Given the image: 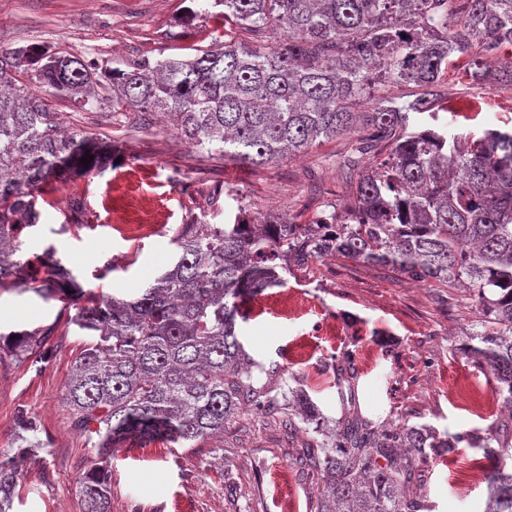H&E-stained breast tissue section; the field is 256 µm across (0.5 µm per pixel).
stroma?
Returning <instances> with one entry per match:
<instances>
[{
    "mask_svg": "<svg viewBox=\"0 0 512 512\" xmlns=\"http://www.w3.org/2000/svg\"><path fill=\"white\" fill-rule=\"evenodd\" d=\"M223 39L210 0H0V49L53 46L100 69L209 49ZM441 90L439 116L449 133L477 137L512 127V89L494 78L474 82L452 66ZM41 97L69 132L110 140L120 158L105 172L48 185L40 223L26 232L28 252L54 246L97 293L148 287L172 260L180 225L195 217L230 224L243 208L253 217L274 212L308 224L321 212L345 211L349 138L245 166L185 143L160 121L131 126L112 116L108 103L82 110L48 90ZM476 308L467 289L326 257L293 267L285 285L246 299L239 334L254 359L279 366L276 377L257 375L256 385L276 393L305 388L331 419L343 413L333 367L348 354L365 416L458 433L506 418L486 377L460 352ZM60 309L30 293H0V329L55 327L42 361L0 357V453L12 447L24 419L45 442L18 482L13 512H80L78 486L95 460L62 404L87 338L59 318ZM316 439L313 432L288 434L280 414L247 407L223 435L190 446L127 441L111 459V512H316L317 481L297 464L299 451ZM481 457V450L461 447L432 458L424 491L435 512H484Z\"/></svg>",
    "mask_w": 512,
    "mask_h": 512,
    "instance_id": "1",
    "label": "stroma"
}]
</instances>
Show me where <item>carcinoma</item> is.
<instances>
[{
    "label": "carcinoma",
    "mask_w": 512,
    "mask_h": 512,
    "mask_svg": "<svg viewBox=\"0 0 512 512\" xmlns=\"http://www.w3.org/2000/svg\"><path fill=\"white\" fill-rule=\"evenodd\" d=\"M224 7V43L194 56L141 60L102 72L62 51L0 52V287L13 284L43 301L75 306L68 324L94 337L75 358L63 394L99 462L82 478V512H110V458L131 436L188 443L224 433L244 406L280 407L254 384V371L278 372L251 358L238 331L241 303L287 283L291 264L335 255L388 267L415 281L471 290L480 329L461 353L492 381L512 409V131L488 129L459 145L438 123L442 76L454 55L475 81L499 59L512 87V0H214ZM241 28L279 35L273 47L248 45ZM390 85L413 86L398 103ZM86 106L108 101L112 115L143 125L163 113L187 142L244 164L292 156L317 140L356 135L347 160L350 203L312 224L268 215L260 224L199 219L183 225L177 252L150 287L99 295L85 289L52 246L35 256L47 269L29 275L22 233L37 226L43 187L112 165V147L65 136L36 89ZM426 114L431 124L411 123ZM93 156L88 164L85 155ZM54 325L0 331V352L27 357ZM358 373L345 355L338 389ZM288 428L298 418L323 436L299 461L319 481L316 512H433L421 492L437 449L462 442L483 451L484 512H512L511 444L500 422L483 431L437 434L406 422L378 429L358 411L324 428L303 388L288 391ZM17 451L0 455V512H10L19 463L45 447L33 424Z\"/></svg>",
    "instance_id": "obj_1"
}]
</instances>
